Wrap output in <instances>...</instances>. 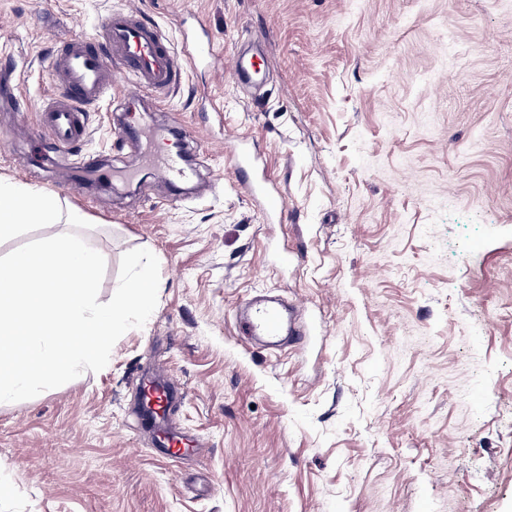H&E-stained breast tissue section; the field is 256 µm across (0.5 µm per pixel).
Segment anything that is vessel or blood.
Segmentation results:
<instances>
[{
    "label": "vessel or blood",
    "instance_id": "vessel-or-blood-1",
    "mask_svg": "<svg viewBox=\"0 0 512 512\" xmlns=\"http://www.w3.org/2000/svg\"><path fill=\"white\" fill-rule=\"evenodd\" d=\"M98 26L99 36L61 42L50 59V69L58 77L60 92L52 102L40 107L36 133L47 137L63 153L85 140L86 108L111 90L114 67L129 72L135 89L161 93L175 87L185 64H194L212 55L211 46L205 45L192 47L185 57H178L172 38L159 25L141 21L130 11H109L100 18ZM261 71V59L243 54L236 56L234 75L239 83H250ZM235 168L242 174V188L250 196L262 197L266 212L286 217L284 197L272 192L267 178L258 175L254 155L236 153ZM159 174L165 179L185 181L192 177L193 170L186 164L183 153L175 152L168 154ZM244 308L238 321L241 335L277 342L283 323L281 307L263 299H251L245 302ZM176 391V381L168 376L148 377L140 391L157 422L153 447L162 453L194 444L192 437L178 432L171 418V402Z\"/></svg>",
    "mask_w": 512,
    "mask_h": 512
}]
</instances>
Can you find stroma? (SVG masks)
I'll use <instances>...</instances> for the list:
<instances>
[{"label":"stroma","mask_w":512,"mask_h":512,"mask_svg":"<svg viewBox=\"0 0 512 512\" xmlns=\"http://www.w3.org/2000/svg\"><path fill=\"white\" fill-rule=\"evenodd\" d=\"M126 8L219 53L145 119L116 111L131 80L115 72L72 161H44L56 46ZM248 32L252 90L232 69ZM177 123L194 178L166 207L144 154ZM0 138L1 181L80 216L99 302L126 252L160 271L103 370L0 405V512H512V0H0ZM238 138L285 223L241 189ZM257 293L305 337H242L234 310ZM169 372L171 417L204 445L162 458L137 404L140 378Z\"/></svg>","instance_id":"35a3bbf8"}]
</instances>
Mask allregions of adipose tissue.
Returning a JSON list of instances; mask_svg holds the SVG:
<instances>
[{
  "label": "adipose tissue",
  "mask_w": 512,
  "mask_h": 512,
  "mask_svg": "<svg viewBox=\"0 0 512 512\" xmlns=\"http://www.w3.org/2000/svg\"><path fill=\"white\" fill-rule=\"evenodd\" d=\"M76 214H62L58 203L38 190L0 181V241L13 238L24 224L79 223Z\"/></svg>",
  "instance_id": "adipose-tissue-1"
}]
</instances>
